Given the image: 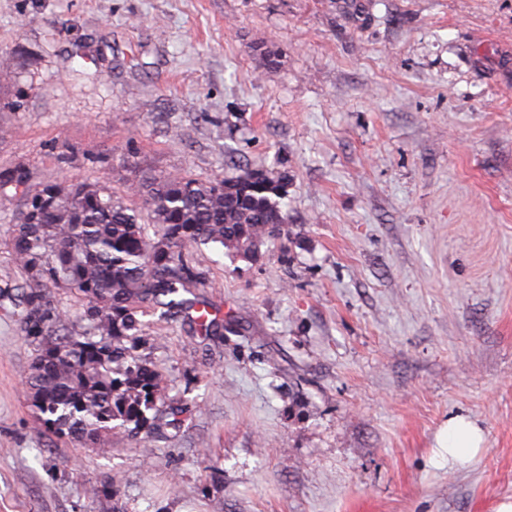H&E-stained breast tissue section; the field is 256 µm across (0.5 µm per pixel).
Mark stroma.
Here are the masks:
<instances>
[{"instance_id":"stroma-1","label":"stroma","mask_w":512,"mask_h":512,"mask_svg":"<svg viewBox=\"0 0 512 512\" xmlns=\"http://www.w3.org/2000/svg\"><path fill=\"white\" fill-rule=\"evenodd\" d=\"M276 55L268 64L264 53ZM0 289L38 185L288 182L256 260L194 249L224 320L141 315L191 406L109 452L40 430L0 299V512H496L512 501V0H0ZM482 430L464 467L436 436ZM111 480V493L102 483Z\"/></svg>"}]
</instances>
